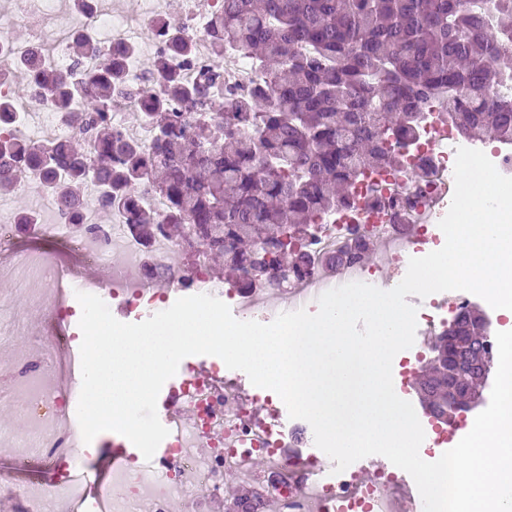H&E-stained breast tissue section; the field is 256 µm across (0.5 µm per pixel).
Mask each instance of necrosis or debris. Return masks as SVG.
<instances>
[{
    "instance_id": "1",
    "label": "necrosis or debris",
    "mask_w": 512,
    "mask_h": 512,
    "mask_svg": "<svg viewBox=\"0 0 512 512\" xmlns=\"http://www.w3.org/2000/svg\"><path fill=\"white\" fill-rule=\"evenodd\" d=\"M223 10V0H183L181 13L171 17L161 10L160 0H143L136 15L121 16L108 14L102 0H0V94L10 93L13 80L8 72L22 56L36 54L56 71H68L67 42L78 34L91 38L99 49L124 47L138 55L159 54L167 38L191 34L192 55L179 61L178 70L183 80L195 81L202 66L212 61L208 22ZM32 14L43 18L41 30L26 26L25 20ZM20 109L27 119L8 125L11 136L64 139L73 133L61 113L36 100L26 101ZM424 113L420 135L403 149L400 168L365 176L353 190L352 208L319 219L308 246L311 265L305 277L291 278L288 286L260 294L212 283L200 263L192 293L232 300L238 319L250 320L259 314L270 321L283 312L315 310L318 294L350 282L390 289L379 265L355 261L333 270L326 260L351 245L357 235L384 241V262L395 265L438 241L436 229L454 193L456 150L467 141L443 119L436 103L427 104ZM425 162L435 170L429 182L416 178ZM397 214L414 225L416 236L399 232L393 220ZM19 222L7 199L1 198L0 255L6 258L11 276L0 281V296H13L28 282L38 283L39 297L49 306L37 340L46 361L39 364L22 357L12 364L20 382L13 406L30 422L29 448L23 457L12 459L10 466L0 468V497L14 501L19 512H55L65 486L78 484L86 469L84 451L66 445L61 434L63 425L76 414L81 385L76 382L53 389L45 382L47 375L72 367L64 353L73 342L68 324L74 309L69 300L80 280L76 274H63L57 258L49 252L15 251L12 242ZM127 224L125 210L118 208L99 238L78 232L77 223L61 218L50 224L40 220L36 231L79 253L84 263L104 269L113 251L124 253L121 269L105 278L104 292L129 310H147L165 297L164 289L150 285V263H167L180 247L161 236L152 252H145L129 234ZM469 303L467 292L446 291L418 314L420 340L399 362L402 383H409L427 361L423 337L434 336L438 327L447 325L449 318ZM174 398L190 411L191 422L170 426L166 454L149 461L141 456L132 458L112 481L99 484L96 501L100 512H179L189 499L196 501L200 512H208L210 504L224 498L226 471H236L247 483L257 481L253 462L258 457L266 462L260 501L265 505L276 502L280 512H390L397 492L407 489L402 475L382 467L370 483L361 482L354 471L337 474L331 481L320 479V463L306 451L308 429L302 420L282 424L281 409L271 400L264 406L265 420H256L255 398L225 382L216 369H189ZM35 462L52 471L54 480H24V473Z\"/></svg>"
}]
</instances>
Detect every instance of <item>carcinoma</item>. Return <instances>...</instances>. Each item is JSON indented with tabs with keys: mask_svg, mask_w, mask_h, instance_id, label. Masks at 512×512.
Instances as JSON below:
<instances>
[{
	"mask_svg": "<svg viewBox=\"0 0 512 512\" xmlns=\"http://www.w3.org/2000/svg\"><path fill=\"white\" fill-rule=\"evenodd\" d=\"M493 24L497 39L485 34ZM214 57L247 55L259 78L248 92L224 89L203 71L184 82L174 59L192 52L183 36L149 68L154 90L140 93L141 123L151 145L112 127L114 98L124 91L130 51H99L87 37L68 47L63 76L26 66L29 95L75 126L62 141H0V192L34 183L54 193L62 214L95 182L101 210L114 204L146 251L157 234L179 228L204 257L221 255L240 288H271L309 272L302 241L319 215L351 205L367 172L395 170L397 149L417 138L423 104L439 100L454 128L474 142L512 146V0H498L488 20L476 0H224L207 27ZM93 57L88 73L83 62ZM173 101L190 111L173 112ZM0 119L18 123L16 100L0 97ZM249 123L260 145L242 137ZM149 185L168 202L166 218L140 207L135 187ZM370 242L327 260L336 269L364 262ZM419 391L437 409L448 400V377L434 369Z\"/></svg>",
	"mask_w": 512,
	"mask_h": 512,
	"instance_id": "cac0c4a2",
	"label": "carcinoma"
}]
</instances>
